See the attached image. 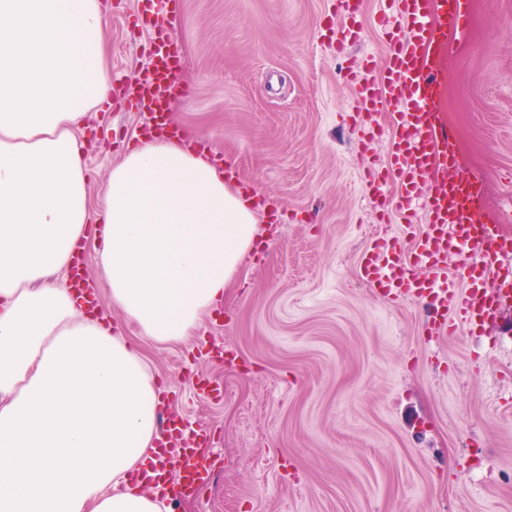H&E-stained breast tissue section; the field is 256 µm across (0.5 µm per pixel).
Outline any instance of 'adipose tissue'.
<instances>
[{
	"instance_id": "1",
	"label": "adipose tissue",
	"mask_w": 512,
	"mask_h": 512,
	"mask_svg": "<svg viewBox=\"0 0 512 512\" xmlns=\"http://www.w3.org/2000/svg\"><path fill=\"white\" fill-rule=\"evenodd\" d=\"M101 0H0V512H171L132 484L157 462L138 347L196 335L256 241V218L194 135L142 138L91 201L86 117L108 97ZM123 336L69 285L88 224Z\"/></svg>"
}]
</instances>
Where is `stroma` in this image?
Listing matches in <instances>:
<instances>
[{"label":"stroma","mask_w":512,"mask_h":512,"mask_svg":"<svg viewBox=\"0 0 512 512\" xmlns=\"http://www.w3.org/2000/svg\"><path fill=\"white\" fill-rule=\"evenodd\" d=\"M112 77L147 68L139 0H103ZM169 34L182 95L169 119L230 163L232 188L266 194L282 219L246 259L199 336L143 343L169 408L210 429L215 474L174 512H512V307L496 322L425 334L424 303L391 299L359 272L373 238L425 225L426 189L408 216L369 171L388 143L361 144L355 74L380 78L398 17L362 0H175ZM467 35L449 32L442 118L462 166L483 172L487 217L512 237V0H471ZM356 28L344 53L338 31ZM145 123L124 99L92 110V190ZM221 389L209 399L200 379ZM483 450L481 464L469 457Z\"/></svg>","instance_id":"1"}]
</instances>
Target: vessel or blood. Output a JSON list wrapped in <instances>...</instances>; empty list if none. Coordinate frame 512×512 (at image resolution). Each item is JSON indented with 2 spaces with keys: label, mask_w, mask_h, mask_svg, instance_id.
I'll use <instances>...</instances> for the list:
<instances>
[{
  "label": "vessel or blood",
  "mask_w": 512,
  "mask_h": 512,
  "mask_svg": "<svg viewBox=\"0 0 512 512\" xmlns=\"http://www.w3.org/2000/svg\"><path fill=\"white\" fill-rule=\"evenodd\" d=\"M168 0H143L141 16L152 29L148 43L151 66L136 79L135 111L157 129L167 126L172 95L170 76L176 51L159 23L158 13ZM405 31L390 43V62L379 82L359 89L368 120L362 137L388 138L390 148L384 174L374 177V197L384 195L389 183L399 184L403 199H410L423 177H431L434 190L427 197V225L416 231L406 225L403 235L388 245H374L363 256L362 276L379 287L430 298L433 313L425 330L433 336L450 334L457 323L496 319L512 304L502 291L488 293L487 277L512 279L505 266L506 251L487 231L480 204L483 176L463 167H449L450 136L440 121L436 97L443 82L441 56L448 47V32H466L469 16L465 0H392ZM405 106L395 119L394 135H387L376 116L384 99ZM463 257L457 273H449L448 258ZM211 443L208 429L191 427L171 416L161 446L177 476L175 494L197 496L211 479L212 462L205 449Z\"/></svg>",
  "instance_id": "1"
}]
</instances>
